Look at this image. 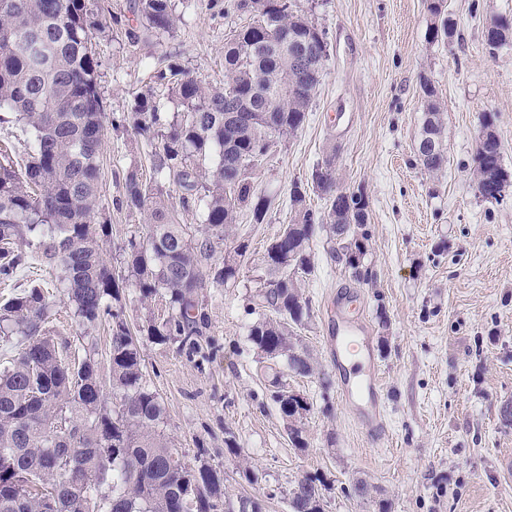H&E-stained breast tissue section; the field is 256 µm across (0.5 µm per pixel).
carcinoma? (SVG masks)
Segmentation results:
<instances>
[{
	"instance_id": "1",
	"label": "carcinoma",
	"mask_w": 512,
	"mask_h": 512,
	"mask_svg": "<svg viewBox=\"0 0 512 512\" xmlns=\"http://www.w3.org/2000/svg\"><path fill=\"white\" fill-rule=\"evenodd\" d=\"M0 123L14 122L31 135L20 163L0 159V283L15 279L33 257L61 272L68 300L85 328L108 325L109 376L103 377L93 348L82 347L78 366L62 360L71 343H58L46 325L54 301L48 287L32 281L0 308V341L17 352L0 368V512H224V476L203 463L188 467L161 427L165 409L149 388L143 348L136 335L174 343L191 357L212 347L209 299L236 282L248 244L235 234L237 215L266 220L270 203L255 178L274 154L270 141L302 128L320 83L327 39L323 29L297 10L296 0H237L249 22L224 43V82L207 85L169 63L156 72L180 106L160 111L149 94L136 96L132 111L105 112L98 91L101 66L92 47L105 25V7L90 0H0ZM443 0H429L430 42L452 37ZM137 26L127 37L160 41L175 24L171 0H134ZM512 36V19L496 18L483 32L489 52ZM422 135L435 149L417 151L429 173L448 164L443 141L444 109L427 78ZM131 128L151 147L150 165L165 183L144 178L133 166L124 177L121 206L148 217L147 231L119 247L120 261L104 257L109 224L100 212V156L107 126ZM474 175L487 200L512 186L501 144L492 132L477 143ZM313 188L329 204L318 214L307 190L292 184L293 218L267 245L255 279L251 310L258 318L249 336L272 400L292 423L294 447L306 445L297 423L310 411L306 399L282 390L289 371L311 376L317 363L296 334L311 317L303 283L314 272L310 241L326 231L332 253H342L356 281L368 279L348 252L368 253V202L336 184V152L311 173ZM172 187L185 212L200 223L182 224L166 204ZM133 283L144 302L159 305L133 332L121 304ZM97 485L76 496L89 477ZM324 482L299 479L288 498L290 512H323Z\"/></svg>"
}]
</instances>
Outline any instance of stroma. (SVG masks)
I'll return each instance as SVG.
<instances>
[{"label": "stroma", "mask_w": 512, "mask_h": 512, "mask_svg": "<svg viewBox=\"0 0 512 512\" xmlns=\"http://www.w3.org/2000/svg\"><path fill=\"white\" fill-rule=\"evenodd\" d=\"M175 26L161 44L131 41L113 27L94 43L102 61L98 90L107 113L130 112L152 91L173 111L149 74L174 61L216 84L224 80V41L246 18L234 0H172ZM325 30L329 57L302 128L283 140L256 184L270 201L264 223L241 213L238 234L250 255L234 284L209 303L216 352L187 358L175 345L144 341L148 384L164 402L166 432L189 466L224 473L227 499H264L267 512H289L288 495L304 474L326 486L324 512H512V479L500 464L512 454V192L500 202L479 197L473 158L482 116L497 115L502 163L512 169V42L488 52L483 20L512 16V0H444L452 39L429 42L428 0H297ZM446 111L448 165L420 169L415 150L423 122L421 77ZM150 148L132 130H109L101 158L100 201L110 224L106 258L143 230L146 215L119 207L123 176L139 166L152 176ZM338 186L363 192L370 235L369 281L352 283L330 254L324 231L310 243L314 273L305 294L311 317L298 329L318 361L313 376L285 375L311 405L294 447L287 423L260 375L249 329L248 297L270 238L291 219L289 190L307 182L327 154ZM355 287L384 378L386 433L368 439L346 411L327 344L328 306L338 289ZM49 325L57 340L93 337L106 352L109 333L78 324L64 289H56ZM386 321H379V313ZM239 448L230 454L225 435ZM365 481L367 497L356 496Z\"/></svg>", "instance_id": "stroma-1"}]
</instances>
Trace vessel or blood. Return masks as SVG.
Returning a JSON list of instances; mask_svg holds the SVG:
<instances>
[{
	"label": "vessel or blood",
	"mask_w": 512,
	"mask_h": 512,
	"mask_svg": "<svg viewBox=\"0 0 512 512\" xmlns=\"http://www.w3.org/2000/svg\"><path fill=\"white\" fill-rule=\"evenodd\" d=\"M354 299V294L346 293L331 301L329 344L338 371L339 395L367 437L375 441L386 432L384 379L374 362L367 322L350 307Z\"/></svg>",
	"instance_id": "b4317fda"
}]
</instances>
